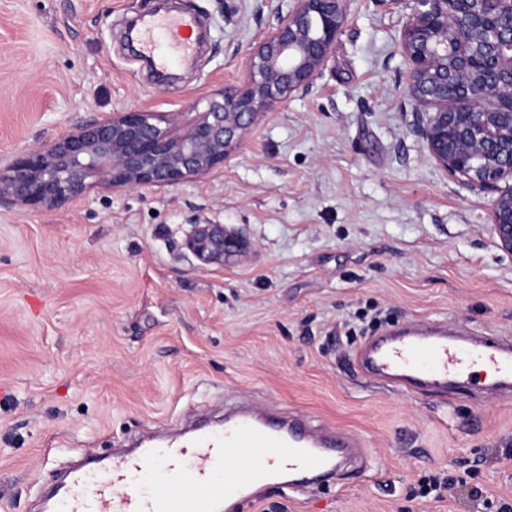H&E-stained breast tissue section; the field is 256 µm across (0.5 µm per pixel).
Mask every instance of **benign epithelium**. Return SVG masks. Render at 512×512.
<instances>
[{"label":"benign epithelium","instance_id":"obj_1","mask_svg":"<svg viewBox=\"0 0 512 512\" xmlns=\"http://www.w3.org/2000/svg\"><path fill=\"white\" fill-rule=\"evenodd\" d=\"M294 5L246 54V79L186 131L142 109L109 112L0 167V205L55 210L96 185L170 186L209 174L258 117L308 89L346 21V0ZM400 48L418 128L436 166L478 189L512 181V0H410ZM489 232L512 254V186L494 200ZM183 246L203 266L248 257L222 224H194Z\"/></svg>","mask_w":512,"mask_h":512}]
</instances>
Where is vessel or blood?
Wrapping results in <instances>:
<instances>
[{
  "mask_svg": "<svg viewBox=\"0 0 512 512\" xmlns=\"http://www.w3.org/2000/svg\"><path fill=\"white\" fill-rule=\"evenodd\" d=\"M194 27L185 16H155L141 26L138 42L165 68L193 51ZM357 363L364 375L389 376L413 391L447 387L477 364L503 387L512 386L511 345L452 336L439 327L373 337ZM359 446L346 433L308 431L292 417L275 420L264 410L239 409L227 416L223 430L148 443L108 459L101 471H72L50 512H236L238 500L259 481L280 478L289 491H300L304 475L331 471L344 449Z\"/></svg>",
  "mask_w": 512,
  "mask_h": 512,
  "instance_id": "obj_1",
  "label": "vessel or blood"
}]
</instances>
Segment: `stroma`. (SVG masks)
<instances>
[{"label": "stroma", "instance_id": "35a3bbf8", "mask_svg": "<svg viewBox=\"0 0 512 512\" xmlns=\"http://www.w3.org/2000/svg\"><path fill=\"white\" fill-rule=\"evenodd\" d=\"M199 45L159 82L128 45L158 0H0V161L102 114L191 123L245 79L292 0H170ZM409 10L347 0L321 76L201 179L95 187L57 211L0 207V512H46L52 473L143 434L250 405L358 437L362 463L240 512H499L512 505V398L462 380L404 391L362 376L406 326L512 337V256L490 190L431 159L399 48ZM234 227L245 261L203 267L192 225ZM456 478L421 498L425 476Z\"/></svg>", "mask_w": 512, "mask_h": 512}]
</instances>
